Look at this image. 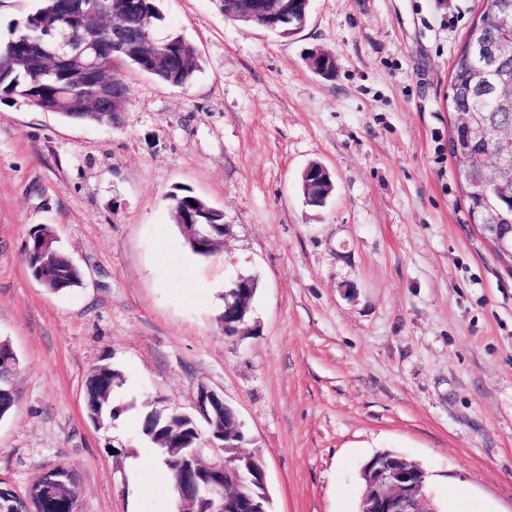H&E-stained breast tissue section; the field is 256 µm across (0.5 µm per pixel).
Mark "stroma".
<instances>
[{
    "label": "stroma",
    "instance_id": "obj_1",
    "mask_svg": "<svg viewBox=\"0 0 512 512\" xmlns=\"http://www.w3.org/2000/svg\"><path fill=\"white\" fill-rule=\"evenodd\" d=\"M161 8L158 36L201 56L186 87L128 71L115 126L0 100V340L19 359L0 480L21 490L66 463L79 512H174L144 410L190 412L212 390L273 512H358L385 450L423 467L444 512H512V273L469 224L448 154L451 62L478 0H311L289 38L221 0ZM314 161L335 185L322 207L300 187ZM177 186L223 211L213 255L173 224ZM42 225L82 286L33 278ZM241 276L258 289L229 338ZM103 363L128 409L98 426L86 381ZM53 235L52 228L49 226H40L34 229L28 239L25 246V254L28 267L31 271L32 276L38 281L40 268L44 261L43 254V243L46 239ZM42 277L40 282L47 281L52 277L51 268L47 262L43 263Z\"/></svg>",
    "mask_w": 512,
    "mask_h": 512
}]
</instances>
